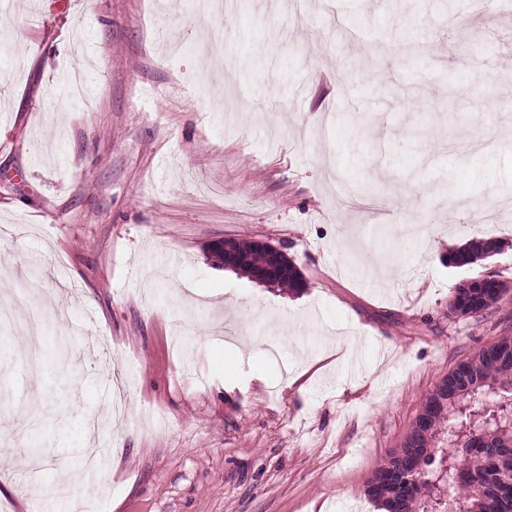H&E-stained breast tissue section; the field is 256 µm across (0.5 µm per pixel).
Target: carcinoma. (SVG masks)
<instances>
[{
	"label": "carcinoma",
	"mask_w": 512,
	"mask_h": 512,
	"mask_svg": "<svg viewBox=\"0 0 512 512\" xmlns=\"http://www.w3.org/2000/svg\"><path fill=\"white\" fill-rule=\"evenodd\" d=\"M239 269L250 272L268 263L254 241L237 242ZM495 250L474 240L449 256L472 265ZM270 285L292 290L307 281L289 258ZM507 286L489 279L458 286L448 301L453 315L477 314L497 303ZM458 364L431 398L430 422L416 418L388 466L375 472L368 493L385 512H512V336Z\"/></svg>",
	"instance_id": "cac0c4a2"
}]
</instances>
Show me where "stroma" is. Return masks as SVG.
Listing matches in <instances>:
<instances>
[{
  "instance_id": "stroma-1",
  "label": "stroma",
  "mask_w": 512,
  "mask_h": 512,
  "mask_svg": "<svg viewBox=\"0 0 512 512\" xmlns=\"http://www.w3.org/2000/svg\"><path fill=\"white\" fill-rule=\"evenodd\" d=\"M257 2L0 11V303L68 317L0 330V512H381L426 396L512 336V7ZM488 273L501 300L449 314ZM495 250V244L484 242L483 240H474L468 246L451 254L448 259L462 266L472 265L476 261L488 257V254ZM238 254L240 256L239 266L235 269L244 270L248 275L253 268H260L268 264L265 252L260 250L255 241H237ZM281 272L276 275V277L269 281L263 282L268 285H280L287 286L291 290L298 291L300 288L307 287V281L301 272V270L296 266V264L287 257L283 258V262L281 265Z\"/></svg>"
}]
</instances>
